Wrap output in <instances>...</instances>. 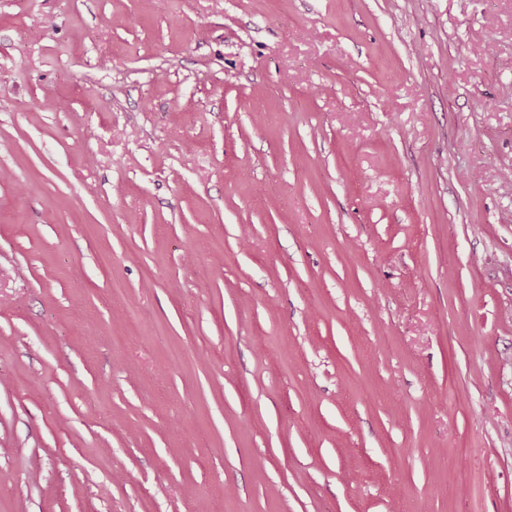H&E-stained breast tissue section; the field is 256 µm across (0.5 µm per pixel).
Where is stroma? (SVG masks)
<instances>
[{"label":"stroma","mask_w":512,"mask_h":512,"mask_svg":"<svg viewBox=\"0 0 512 512\" xmlns=\"http://www.w3.org/2000/svg\"><path fill=\"white\" fill-rule=\"evenodd\" d=\"M0 512H512V0H0Z\"/></svg>","instance_id":"35a3bbf8"}]
</instances>
